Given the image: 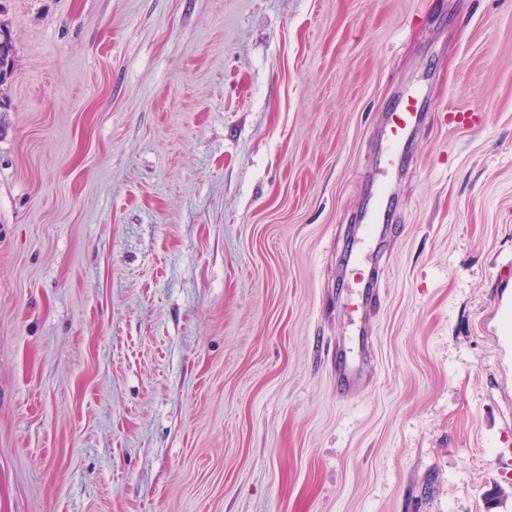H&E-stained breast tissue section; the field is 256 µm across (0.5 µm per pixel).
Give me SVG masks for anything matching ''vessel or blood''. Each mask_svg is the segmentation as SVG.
<instances>
[{
	"instance_id": "vessel-or-blood-1",
	"label": "vessel or blood",
	"mask_w": 512,
	"mask_h": 512,
	"mask_svg": "<svg viewBox=\"0 0 512 512\" xmlns=\"http://www.w3.org/2000/svg\"><path fill=\"white\" fill-rule=\"evenodd\" d=\"M424 103L425 97L421 92L408 93L384 119L377 178L366 200L356 247L349 250L343 268L344 275L349 277L357 290L356 307L361 312L371 307L379 296L376 265L380 256L373 244L388 222L385 203L390 198L389 176L400 167L408 142L426 120ZM362 380V364L353 359L344 360L338 369L341 392L357 393L362 387Z\"/></svg>"
}]
</instances>
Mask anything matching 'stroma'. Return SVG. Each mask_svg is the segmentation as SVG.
<instances>
[{
    "mask_svg": "<svg viewBox=\"0 0 512 512\" xmlns=\"http://www.w3.org/2000/svg\"><path fill=\"white\" fill-rule=\"evenodd\" d=\"M0 22V512H512V0ZM410 89L484 122L415 135L363 320L340 265ZM363 365L354 359H345L338 369V386L342 393L351 395L362 387Z\"/></svg>",
    "mask_w": 512,
    "mask_h": 512,
    "instance_id": "1",
    "label": "stroma"
}]
</instances>
